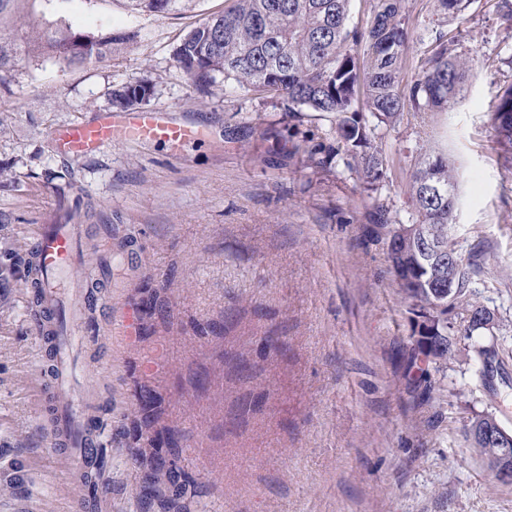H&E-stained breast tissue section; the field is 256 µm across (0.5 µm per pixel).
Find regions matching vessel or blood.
<instances>
[{
    "instance_id": "1",
    "label": "vessel or blood",
    "mask_w": 512,
    "mask_h": 512,
    "mask_svg": "<svg viewBox=\"0 0 512 512\" xmlns=\"http://www.w3.org/2000/svg\"><path fill=\"white\" fill-rule=\"evenodd\" d=\"M198 129L171 122L162 112H136L117 119L101 115L77 121L55 133L60 152L83 156L114 142L160 144L170 152L182 151L198 140ZM84 227L66 213L51 215L36 225L29 251L30 264L43 276L39 292L30 301L28 319L39 349V371L44 395L42 423L46 443L64 465L76 492L72 512H93L86 480L106 447V425L100 414L78 393L81 378L77 353L84 344L117 334L124 350L139 341L140 305L133 297L109 300L112 278L107 268L120 259L134 269L141 257L137 234L128 226L106 227L101 263L84 261Z\"/></svg>"
}]
</instances>
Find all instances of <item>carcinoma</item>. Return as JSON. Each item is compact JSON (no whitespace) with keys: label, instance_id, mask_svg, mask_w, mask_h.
Returning a JSON list of instances; mask_svg holds the SVG:
<instances>
[{"label":"carcinoma","instance_id":"cac0c4a2","mask_svg":"<svg viewBox=\"0 0 512 512\" xmlns=\"http://www.w3.org/2000/svg\"><path fill=\"white\" fill-rule=\"evenodd\" d=\"M28 0H0V87L15 80L19 63L49 57L71 67L104 62L114 47L134 41L138 32L100 30L85 33L57 20L39 23L21 15ZM141 15L165 17L187 11L198 0H126ZM351 0H236L223 13L202 21L183 37L173 58L195 88L208 92L218 81L256 99L274 101L282 112H309L330 122L328 134L336 148L328 162H341L354 173L360 187L375 192L386 177L375 130L400 121L406 105L417 112H446L467 90L469 57L455 38L420 41L417 78L405 87L401 74L410 50L409 15L405 0H373L371 13L360 29L347 27ZM470 0H435L436 11L454 18ZM153 86L144 80L125 84L112 104L128 109L149 101ZM368 110L370 118L360 115ZM497 144L512 155V83L503 88L492 114ZM294 155L320 167L307 140L293 144ZM412 213L408 223H391L388 207L378 201L371 223L392 235L387 256L399 288L418 308V351L427 358L448 357V300L438 289L425 288L422 279L440 271L433 259L420 256L414 240L425 235L448 242V225L455 223L457 176L446 158L419 153L411 173ZM460 264L456 294L462 301L473 295L471 263L454 252ZM490 467L499 456L512 458L511 448L476 444ZM165 477L153 475L142 486L147 503L171 505L162 496L176 483L174 469Z\"/></svg>","mask_w":512,"mask_h":512}]
</instances>
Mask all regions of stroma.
<instances>
[{
    "label": "stroma",
    "mask_w": 512,
    "mask_h": 512,
    "mask_svg": "<svg viewBox=\"0 0 512 512\" xmlns=\"http://www.w3.org/2000/svg\"><path fill=\"white\" fill-rule=\"evenodd\" d=\"M495 0L448 20L433 0H406L425 41L457 35L472 59L468 90L450 111L405 110L377 130L387 176L377 199L393 221L411 212L419 152L448 155L459 207L448 236L477 260L475 303L495 311V362L512 379V156L491 114L512 83V22ZM232 0L193 12L130 16L123 0H28L40 22L65 19L90 33L138 31L110 61L65 67L21 62L0 87V252L15 264L0 288V512H69L70 483L47 448L40 375L27 319L33 225L56 203L39 178L68 176L81 199L86 244L102 224H130L144 253L133 279L140 346L105 337L82 350V385L110 429L101 456L103 512H144L150 436L178 441L180 512H512V484L496 480L465 438L469 421L503 408L511 385L479 376L480 336H456L448 358L423 360L415 316L369 222L373 199L341 165L293 156L309 136L328 155L329 124L306 114L281 122L271 105L218 85L197 93L173 50ZM150 80L148 110L169 113L200 138L180 154L121 143L73 157L53 133L110 109L120 85ZM156 392L145 423L138 390Z\"/></svg>",
    "instance_id": "1"
}]
</instances>
